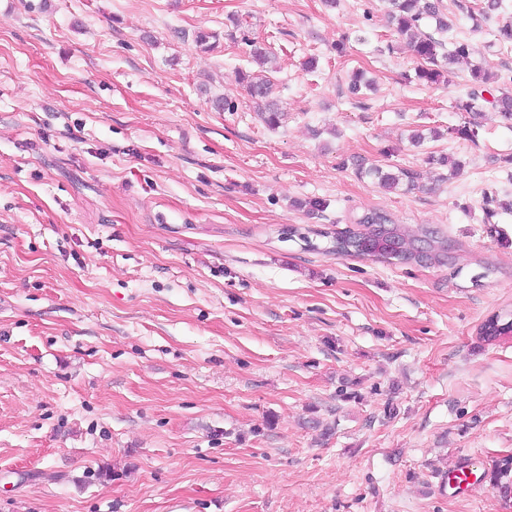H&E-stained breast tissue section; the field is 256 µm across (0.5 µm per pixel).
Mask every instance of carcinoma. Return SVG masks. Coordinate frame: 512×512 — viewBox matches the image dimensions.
I'll use <instances>...</instances> for the list:
<instances>
[{"mask_svg":"<svg viewBox=\"0 0 512 512\" xmlns=\"http://www.w3.org/2000/svg\"><path fill=\"white\" fill-rule=\"evenodd\" d=\"M388 14L396 32L409 37V48L420 62L415 69V79L427 85H437L448 78L449 65L459 60H469L476 54L471 40L448 36L450 25L440 9L441 0H385ZM435 22L436 35L415 36L414 31L423 24ZM472 86L465 100L457 108L463 112L475 113L486 103L496 109L505 119L512 120V91L506 88H490L497 82V76L479 65L470 69ZM237 78L244 84L248 95L264 102L262 111L265 123L275 127L280 123L282 112L276 101L270 99V81L265 77H254L243 70L237 71ZM359 173L377 178L378 184L386 190H393L401 183L407 188L415 187L416 176L408 171L384 172L378 167L358 168ZM356 223L361 230H346L336 233L333 251L338 255H366L384 261L417 263L421 252L425 260L445 264L452 259L448 241L436 232L424 228L419 233H410L391 217L377 210L364 212ZM512 333V314H494L480 326V335L490 340L506 332Z\"/></svg>","mask_w":512,"mask_h":512,"instance_id":"cac0c4a2","label":"carcinoma"}]
</instances>
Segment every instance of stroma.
<instances>
[{"label": "stroma", "instance_id": "35a3bbf8", "mask_svg": "<svg viewBox=\"0 0 512 512\" xmlns=\"http://www.w3.org/2000/svg\"><path fill=\"white\" fill-rule=\"evenodd\" d=\"M478 2L443 11L508 86ZM417 65L384 0H0V512H512L440 489L512 456V336L478 334L512 312V121L461 137L469 64ZM369 209L451 263L329 253ZM237 78L244 84L248 95L255 100L264 102V109L261 112L265 123L270 127L278 126L282 112L276 101L270 99L271 83L267 77L250 76L242 69L237 71ZM358 171L360 174H366L375 176L378 180V184L386 190L397 189V187L403 183V180L406 181L407 188L411 189L416 186L415 179L417 177L408 171L399 170V172L391 173V172H383L382 169L378 167H371L369 169H365L364 167H359Z\"/></svg>", "mask_w": 512, "mask_h": 512}]
</instances>
